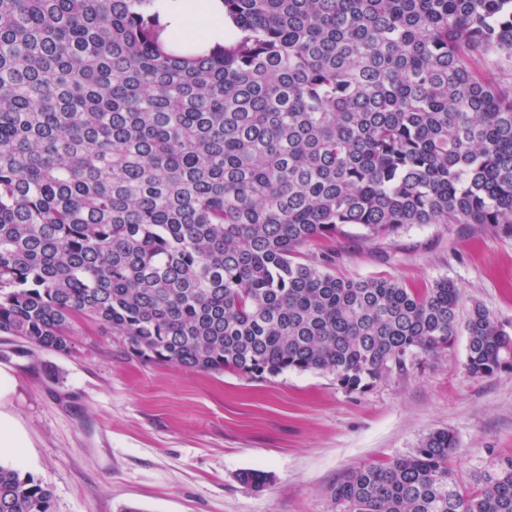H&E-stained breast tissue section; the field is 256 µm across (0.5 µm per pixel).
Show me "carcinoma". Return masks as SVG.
I'll list each match as a JSON object with an SVG mask.
<instances>
[{
    "mask_svg": "<svg viewBox=\"0 0 512 512\" xmlns=\"http://www.w3.org/2000/svg\"><path fill=\"white\" fill-rule=\"evenodd\" d=\"M150 2L0 0V333L68 355L88 318L138 360L364 392L462 332L470 376L512 373V330L452 281L306 252L354 229L512 236V0H224L240 36L209 55L165 48ZM457 452L432 431L332 498L512 512V458L463 493ZM0 512L53 492L0 463Z\"/></svg>",
    "mask_w": 512,
    "mask_h": 512,
    "instance_id": "obj_1",
    "label": "carcinoma"
}]
</instances>
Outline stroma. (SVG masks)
<instances>
[{"label":"stroma","instance_id":"obj_1","mask_svg":"<svg viewBox=\"0 0 512 512\" xmlns=\"http://www.w3.org/2000/svg\"><path fill=\"white\" fill-rule=\"evenodd\" d=\"M336 272L459 286L512 325V237L478 224L414 227L388 240L336 243ZM70 355L31 352L0 335L16 383L0 408L26 436L15 466L51 487L55 512H336L330 490L351 470L412 453L430 431L452 432L450 466L474 475L512 458V373L475 378L465 336L393 370L365 392L321 371L247 378L130 360L89 319ZM269 475L260 491L240 472Z\"/></svg>","mask_w":512,"mask_h":512}]
</instances>
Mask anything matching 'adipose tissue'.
I'll use <instances>...</instances> for the list:
<instances>
[{
  "instance_id": "adipose-tissue-1",
  "label": "adipose tissue",
  "mask_w": 512,
  "mask_h": 512,
  "mask_svg": "<svg viewBox=\"0 0 512 512\" xmlns=\"http://www.w3.org/2000/svg\"><path fill=\"white\" fill-rule=\"evenodd\" d=\"M150 10L158 15L161 41L186 45L194 53L218 49L234 31L223 0H153Z\"/></svg>"
}]
</instances>
